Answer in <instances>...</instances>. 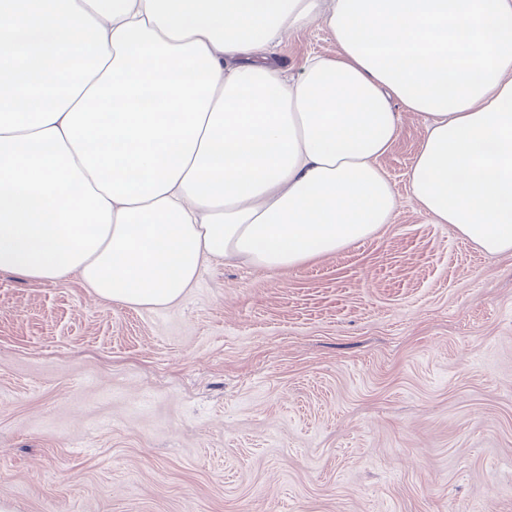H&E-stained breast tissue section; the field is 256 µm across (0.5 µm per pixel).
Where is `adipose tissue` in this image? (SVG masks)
I'll list each match as a JSON object with an SVG mask.
<instances>
[{
    "mask_svg": "<svg viewBox=\"0 0 512 512\" xmlns=\"http://www.w3.org/2000/svg\"><path fill=\"white\" fill-rule=\"evenodd\" d=\"M321 21L332 56L269 55ZM0 273L131 307L205 260L278 271L374 237L379 165L426 122L409 191L512 252V0H0Z\"/></svg>",
    "mask_w": 512,
    "mask_h": 512,
    "instance_id": "1",
    "label": "adipose tissue"
}]
</instances>
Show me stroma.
<instances>
[{
    "instance_id": "stroma-1",
    "label": "stroma",
    "mask_w": 512,
    "mask_h": 512,
    "mask_svg": "<svg viewBox=\"0 0 512 512\" xmlns=\"http://www.w3.org/2000/svg\"><path fill=\"white\" fill-rule=\"evenodd\" d=\"M336 47L313 22L289 75ZM407 112L375 237L275 272L205 262L133 308L0 273L10 512H512V254L431 223Z\"/></svg>"
}]
</instances>
